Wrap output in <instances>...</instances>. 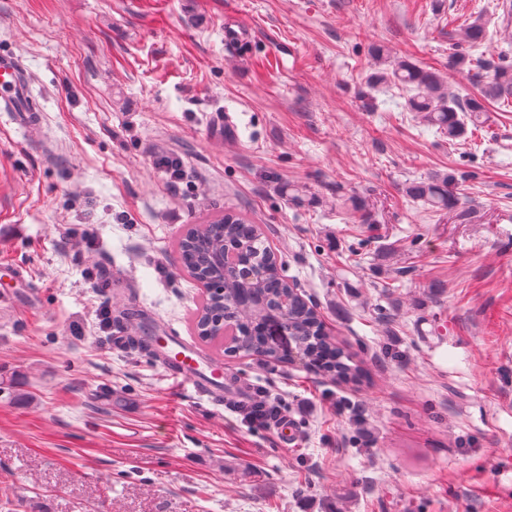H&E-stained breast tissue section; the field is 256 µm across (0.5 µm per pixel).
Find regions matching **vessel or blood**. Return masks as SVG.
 <instances>
[{
	"label": "vessel or blood",
	"instance_id": "b4317fda",
	"mask_svg": "<svg viewBox=\"0 0 512 512\" xmlns=\"http://www.w3.org/2000/svg\"><path fill=\"white\" fill-rule=\"evenodd\" d=\"M0 111L11 112L21 127L37 124L28 109L24 71L14 57L0 55ZM159 362L172 376L192 384L194 391L220 406H236L248 400L253 389L245 379H230L221 364L173 333L152 336Z\"/></svg>",
	"mask_w": 512,
	"mask_h": 512
}]
</instances>
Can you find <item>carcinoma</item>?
<instances>
[{
	"instance_id": "1",
	"label": "carcinoma",
	"mask_w": 512,
	"mask_h": 512,
	"mask_svg": "<svg viewBox=\"0 0 512 512\" xmlns=\"http://www.w3.org/2000/svg\"><path fill=\"white\" fill-rule=\"evenodd\" d=\"M486 37L479 17L465 29V38L473 46ZM373 83H393L413 91L406 109L437 127L451 145L466 132L459 113H468L474 122L479 113L486 111L487 103L512 97V65L499 66L493 80L481 86L479 96L463 104L443 91L435 72L405 61H395L390 68L375 73ZM405 192L436 211L456 210L459 206L456 181L451 176L413 180ZM178 262L203 288L221 283L224 296L237 298L228 302L207 291L196 322L201 333L211 316L223 317L224 330L233 331L223 336L224 352L279 362L294 356L310 370L326 374L339 384L358 385L365 378L364 370L336 344L315 305L298 299L297 281L288 278L262 229L245 215L229 211L208 224L191 228L179 245ZM145 320L143 313L130 308L119 312L115 323L135 330ZM273 321L283 323L290 349L280 350L269 343L267 330Z\"/></svg>"
}]
</instances>
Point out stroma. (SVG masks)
I'll return each instance as SVG.
<instances>
[{"label": "stroma", "instance_id": "obj_1", "mask_svg": "<svg viewBox=\"0 0 512 512\" xmlns=\"http://www.w3.org/2000/svg\"><path fill=\"white\" fill-rule=\"evenodd\" d=\"M503 3L0 0V55L41 114L29 132L0 112V512H512V106L452 145L367 84L379 45L476 96L448 58L479 15L482 77L512 63ZM154 151L184 160L179 191ZM436 173L472 217L406 196ZM227 210L366 373L207 344L284 402L286 447L100 328L128 297L197 342L177 245Z\"/></svg>", "mask_w": 512, "mask_h": 512}]
</instances>
